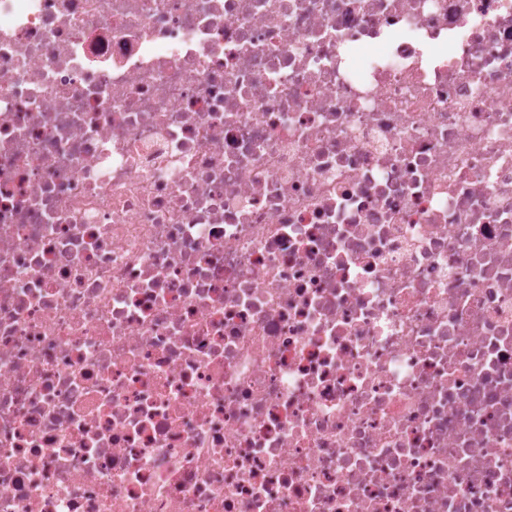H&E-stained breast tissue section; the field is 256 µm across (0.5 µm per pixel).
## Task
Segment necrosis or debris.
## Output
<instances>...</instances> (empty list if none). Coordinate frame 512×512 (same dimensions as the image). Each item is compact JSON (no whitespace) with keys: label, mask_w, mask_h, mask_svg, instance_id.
<instances>
[{"label":"necrosis or debris","mask_w":512,"mask_h":512,"mask_svg":"<svg viewBox=\"0 0 512 512\" xmlns=\"http://www.w3.org/2000/svg\"><path fill=\"white\" fill-rule=\"evenodd\" d=\"M0 512H512V0H0Z\"/></svg>","instance_id":"obj_1"}]
</instances>
